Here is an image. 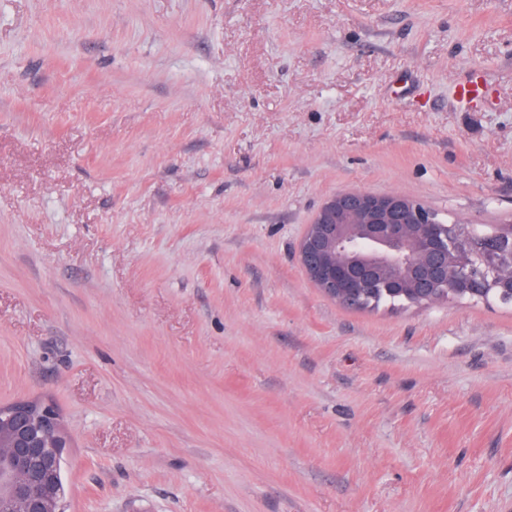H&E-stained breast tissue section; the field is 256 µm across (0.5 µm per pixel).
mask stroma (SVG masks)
Wrapping results in <instances>:
<instances>
[{
  "label": "stroma",
  "instance_id": "35a3bbf8",
  "mask_svg": "<svg viewBox=\"0 0 512 512\" xmlns=\"http://www.w3.org/2000/svg\"><path fill=\"white\" fill-rule=\"evenodd\" d=\"M348 190L512 224V0H0V405L64 512H512V306L325 297Z\"/></svg>",
  "mask_w": 512,
  "mask_h": 512
}]
</instances>
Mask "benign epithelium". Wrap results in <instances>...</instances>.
Returning a JSON list of instances; mask_svg holds the SVG:
<instances>
[{
    "mask_svg": "<svg viewBox=\"0 0 512 512\" xmlns=\"http://www.w3.org/2000/svg\"><path fill=\"white\" fill-rule=\"evenodd\" d=\"M359 226L366 248L352 241L350 225ZM512 226L485 235L499 263L485 267L469 252L470 228L445 224L439 213L402 194L345 191L327 199L298 245V259L309 280L337 303L354 308L360 289L371 278L400 290L414 303L435 298L453 283L460 297L484 299L492 288L498 300L512 302ZM414 245L419 257L405 282L389 277L402 249ZM60 415L49 403L20 401L0 406V512H62L56 494L53 457L61 445Z\"/></svg>",
    "mask_w": 512,
    "mask_h": 512,
    "instance_id": "7a95c632",
    "label": "benign epithelium"
}]
</instances>
